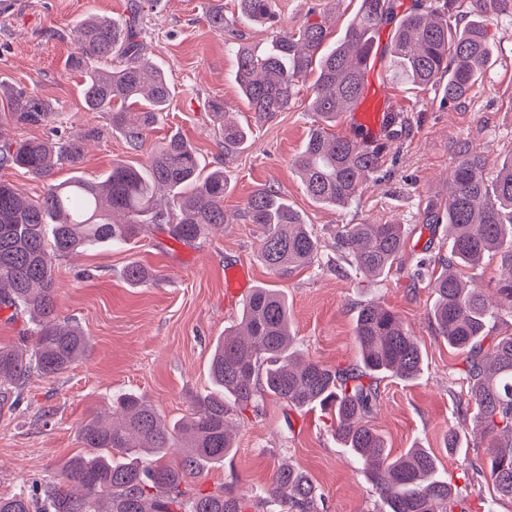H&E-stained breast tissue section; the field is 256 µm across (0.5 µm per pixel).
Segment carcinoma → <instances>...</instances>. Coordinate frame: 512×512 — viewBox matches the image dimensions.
Masks as SVG:
<instances>
[{"instance_id": "carcinoma-1", "label": "carcinoma", "mask_w": 512, "mask_h": 512, "mask_svg": "<svg viewBox=\"0 0 512 512\" xmlns=\"http://www.w3.org/2000/svg\"><path fill=\"white\" fill-rule=\"evenodd\" d=\"M234 2L237 22L272 27L269 43L257 50L224 16V7L206 10L209 25L228 35L235 48V81L257 117L288 111L300 85L315 74L309 99L315 124L294 168L309 197L334 208L356 201L382 165L381 150L331 131L362 94L364 65L379 29L394 24L384 60L391 79L421 90L439 88L441 101L456 106L467 99L490 58L479 17L506 4L471 0L468 20L458 28L451 19L465 0H429L401 16L396 0H358L343 37L332 43L325 17H308L284 30L275 24L274 0ZM145 6L132 0L124 18L85 19L73 30L75 51L65 63L82 78L86 110L103 113L106 128L120 133L134 153L144 149L150 128L173 97L163 66L144 54ZM0 94L9 99V110L0 113V168H20L44 180L59 166L78 171L90 142L106 129L18 139L13 130L50 124L54 107L20 88ZM219 137L226 160L249 143V131L226 119ZM453 153L448 201L426 214L428 223L448 225V257L428 288L435 297V331L463 356L467 404L474 407V428L486 439L483 457L465 469L464 485L440 474L426 448L392 455L369 424L381 380L412 381L422 371L421 344L396 313L371 301L359 306V363L332 368L297 355L285 296L258 286L246 297L238 324L214 347L211 390L195 397L188 421L168 425L144 395L121 393L113 400L119 420L94 416L80 427L86 453L63 463L62 480L25 481L0 496V512H320L316 486L292 464L279 467L263 490L192 488L205 466L235 452L233 423L248 408H258L265 393L291 410L318 405L330 412L336 440L367 475L380 512H456L479 478L496 492L485 512H497L498 500H512V333L493 335L501 315L512 313V157L489 177L484 158L468 141L457 142ZM227 191L224 168L204 170L196 149L177 134L159 144L144 167L114 162L100 182L74 176L49 185L37 199L0 180V309L25 313L32 324L31 352L0 347V411L19 406L32 374L59 375L88 349L82 329L55 313L57 258L80 249L125 247L148 228L191 245L224 224ZM245 210L260 229V255L268 268L281 272L320 262L319 239L278 192L252 195ZM405 244L402 224H344L335 248L357 271L379 277L402 256ZM486 256L507 267L494 300L457 274ZM124 277L137 287L154 274L132 262Z\"/></svg>"}]
</instances>
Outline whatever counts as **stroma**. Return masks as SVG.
<instances>
[{
  "label": "stroma",
  "instance_id": "1",
  "mask_svg": "<svg viewBox=\"0 0 512 512\" xmlns=\"http://www.w3.org/2000/svg\"><path fill=\"white\" fill-rule=\"evenodd\" d=\"M214 0H157L144 17L145 46L168 73L174 97L148 136L152 147L180 134L198 151L207 169L223 168L229 189L224 225L194 245L146 234L120 250L102 248L55 262L56 313L77 323L90 340L87 354L55 378L32 376L21 407L0 412V495L17 491L31 477L57 480L59 464L83 451L79 429L91 416L112 412V395L145 394L169 421L190 414L195 395L210 386L209 358L224 330L236 323L241 301L226 299V270L245 267L250 286L280 289L288 300L298 353L344 368L358 358L357 306L374 301L391 308L419 340L425 358L419 377L383 379L373 423L393 453L428 448L449 479L461 477L482 449L448 452L449 430L464 429L467 401L462 359L435 333L430 320L434 295L420 280L421 264L448 254V230L428 224L429 207L445 202L454 165L452 146L468 141L488 172L512 155V12L485 15L490 63L467 100L440 104L433 90L389 81L377 69L392 101L407 122L405 135L385 143L384 176L368 181L359 200L346 209L322 207L306 194L292 162L313 124L309 88L293 107L259 120L249 112L234 79L236 57L205 11ZM129 0H12L0 9V83L47 99L61 133L87 126L104 128L91 143L81 174L95 179L113 162L146 163L145 151L131 152L106 131L101 114L85 111L81 79L65 68L74 49L71 32L92 15L117 18ZM221 100L229 119L249 126L246 149L225 158L218 118L208 110ZM275 190L304 217L321 241V264L279 277L260 258V232L244 214L256 192ZM394 221L403 224L406 247L387 275L373 280L357 273L332 248L341 225ZM137 262L159 276L139 288L123 277ZM333 420L320 409L288 411L264 395L259 411H246L236 432L235 453L196 479L197 490H235L270 485L280 463L293 462L313 479L323 512H376L378 497L359 465L336 441Z\"/></svg>",
  "mask_w": 512,
  "mask_h": 512
}]
</instances>
